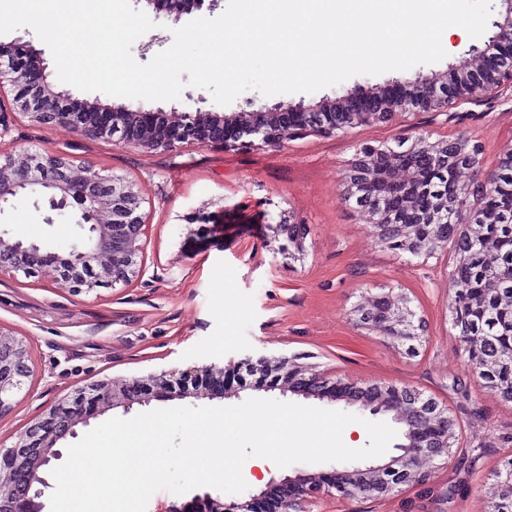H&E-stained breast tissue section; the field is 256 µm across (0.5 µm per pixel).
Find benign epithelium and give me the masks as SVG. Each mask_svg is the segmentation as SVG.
Segmentation results:
<instances>
[{
  "label": "benign epithelium",
  "instance_id": "7a95c632",
  "mask_svg": "<svg viewBox=\"0 0 512 512\" xmlns=\"http://www.w3.org/2000/svg\"><path fill=\"white\" fill-rule=\"evenodd\" d=\"M155 15L173 21L204 10L212 11L218 0H144ZM497 31L489 37L485 49L472 48L471 58L449 73L453 91L439 78H422L399 98L386 91H366L359 87L335 98L315 104L299 102L288 110L278 105L256 111L154 112L112 105L96 98L82 102L83 111L69 109L71 96L54 90L48 81V64L31 45L0 43V139L10 132L9 114L29 119L40 126H65L92 140L115 139L141 150H173L184 143L200 147L232 148L245 139H258L281 146L308 132L335 135L356 124L386 123L399 114L446 112L463 102L493 100L512 92V54L492 60L490 51L512 47V10L503 21L494 23ZM446 152L455 172L478 167V149L469 140L429 141L421 135L410 144L369 146L359 150L357 158L342 179L346 200L352 208L370 214L372 227L386 243L418 256L441 246L438 228L449 213L442 210L425 219L430 231L422 236L414 224L395 222L396 214L414 209L423 191L416 159L434 152ZM44 198L52 211L78 208L76 225L81 229L79 242L60 254L46 244L13 240L0 232V277L51 268L76 288L90 292L100 287L128 285L139 274L146 241L147 224L142 211L144 198L136 183L96 170L71 155L34 151L28 161L18 165L0 152V215L23 198ZM467 202L458 208L459 235L468 240L488 241L485 225L464 217ZM279 229L295 244L301 245L306 227L280 221ZM358 321L379 334L397 341L420 337L421 324L407 298L387 292L376 297L373 306L356 309ZM468 354V365L480 362L477 376L493 391L512 394V377H499L504 356L486 359L482 353L486 337L470 331L459 333ZM28 345L0 327V415L11 405V398L25 387L29 377ZM246 369L266 375L276 373L275 381L240 389L272 390L283 381L282 391L306 399L342 402L360 412L392 414L404 426L405 441L394 446L397 454L388 461L364 467H345L331 473L294 470L293 474L271 479L258 494L241 495L229 500L196 494L191 500L172 503L166 512H254V501L274 495L275 512H307L304 505L326 496L351 500L360 494L389 495L407 482L415 468L446 456L452 457L455 423L448 410L434 399L407 387L361 384L331 376L295 359L247 356L218 367H191L164 371L147 381L116 384L100 381L74 388L48 410L30 422L24 434L10 448L0 450V489L9 492L16 512H28L31 496L42 493L47 482L40 470L60 457L57 442L77 436V427L86 426L122 399L126 409L143 405L154 398L193 397L227 398L217 392L224 372ZM497 490L487 499L485 512H504L506 486L502 472L495 473Z\"/></svg>",
  "mask_w": 512,
  "mask_h": 512
}]
</instances>
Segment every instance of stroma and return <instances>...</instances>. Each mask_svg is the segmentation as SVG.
Here are the masks:
<instances>
[{"label":"stroma","instance_id":"obj_1","mask_svg":"<svg viewBox=\"0 0 512 512\" xmlns=\"http://www.w3.org/2000/svg\"><path fill=\"white\" fill-rule=\"evenodd\" d=\"M446 57L406 71L357 75L315 93L264 96L248 90L220 105L207 90L185 86L176 102L156 107L238 112L256 105L289 106L336 98L357 85L387 88L420 76L447 75L483 38H451ZM429 134L461 136L481 149L478 170L494 171L512 152V97L472 102L437 115L406 114L347 134H307L283 146L261 141L242 148L183 145L144 152L118 141L86 139L67 128L12 121L0 150L63 151L138 184L146 203L144 271L132 283L91 292L51 270L0 277V327L25 340L32 370L0 416V446H12L30 422L75 386L131 383L229 357H298L337 376L407 386L446 406L457 440L451 459L429 482H410L385 499H326L313 512H483L492 473L512 455V402L472 374L448 306L453 249L413 256L389 248L369 216L344 199L342 177L360 144ZM306 225L303 248L278 229L281 217ZM77 211L51 214L24 200L0 215L10 237L64 247L79 229ZM406 296L423 334L414 350L357 324L356 307L386 292Z\"/></svg>","mask_w":512,"mask_h":512}]
</instances>
